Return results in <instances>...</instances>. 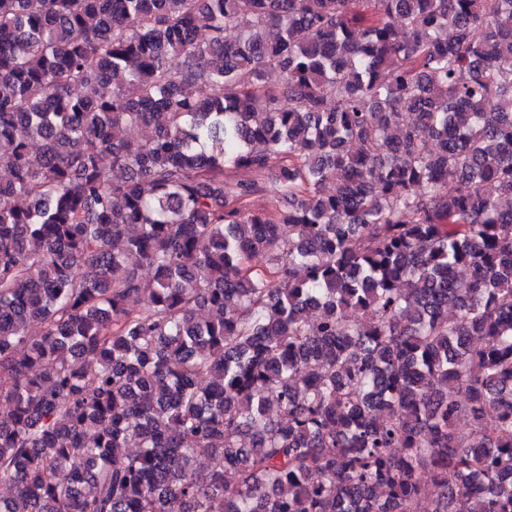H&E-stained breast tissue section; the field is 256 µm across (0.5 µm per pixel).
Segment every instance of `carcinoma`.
Here are the masks:
<instances>
[{
  "label": "carcinoma",
  "instance_id": "obj_1",
  "mask_svg": "<svg viewBox=\"0 0 512 512\" xmlns=\"http://www.w3.org/2000/svg\"><path fill=\"white\" fill-rule=\"evenodd\" d=\"M0 171V512H512V0H0Z\"/></svg>",
  "mask_w": 512,
  "mask_h": 512
}]
</instances>
